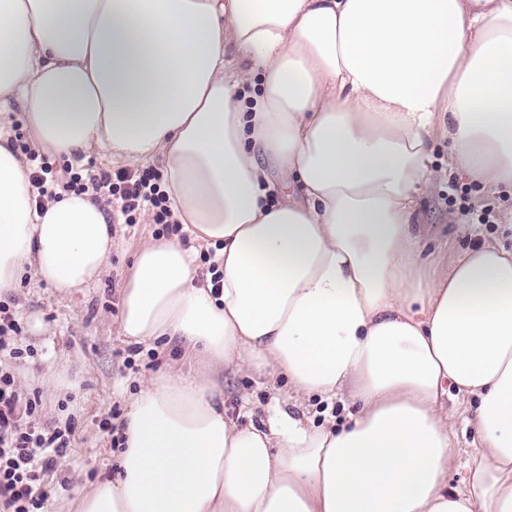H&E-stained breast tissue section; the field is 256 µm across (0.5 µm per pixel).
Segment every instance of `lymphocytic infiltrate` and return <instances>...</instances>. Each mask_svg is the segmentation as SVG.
I'll list each match as a JSON object with an SVG mask.
<instances>
[{"mask_svg": "<svg viewBox=\"0 0 512 512\" xmlns=\"http://www.w3.org/2000/svg\"><path fill=\"white\" fill-rule=\"evenodd\" d=\"M29 178L39 197L57 191L109 197L124 223L147 214L156 224H172L175 216L161 187L158 169H120L79 173L72 167L57 171L43 155L30 153ZM40 401L23 392L14 373L0 368V512H44L48 500L41 484L57 469L70 448L74 425L51 427L37 422Z\"/></svg>", "mask_w": 512, "mask_h": 512, "instance_id": "1", "label": "lymphocytic infiltrate"}]
</instances>
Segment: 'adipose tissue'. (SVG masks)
<instances>
[{
	"label": "adipose tissue",
	"mask_w": 512,
	"mask_h": 512,
	"mask_svg": "<svg viewBox=\"0 0 512 512\" xmlns=\"http://www.w3.org/2000/svg\"><path fill=\"white\" fill-rule=\"evenodd\" d=\"M18 111L56 157L160 160L189 236L136 252L120 330L193 371L144 382L117 478L74 512H512V249L434 273L417 222L436 134L450 170L512 190V0H0V296L27 269L70 293L107 270L112 221L88 194L36 206ZM241 370L358 410L237 426ZM456 436L452 438L451 452L456 458V467L451 473L450 485L453 488H461L467 486L468 470L466 461L473 452V441L476 434L471 426H467L462 419H459L456 425Z\"/></svg>",
	"instance_id": "1"
}]
</instances>
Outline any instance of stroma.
Here are the masks:
<instances>
[{
	"mask_svg": "<svg viewBox=\"0 0 512 512\" xmlns=\"http://www.w3.org/2000/svg\"><path fill=\"white\" fill-rule=\"evenodd\" d=\"M433 166L437 176L420 202L417 221L428 229L434 264L447 268L460 251L482 240L512 243L511 194L486 192L448 173L447 140H437ZM460 196L493 208L497 220L484 225L482 237L470 234L458 208L452 206V199ZM166 235L165 227L152 223L147 215L136 224L113 225L110 266L97 284L66 295L35 282L28 273L12 295L10 306L23 326L18 342L35 352L34 357L13 364L12 370L26 393L40 396L43 422L75 425L67 457L44 480L47 512H71L81 489L116 475L117 450L100 420L112 409L126 414L140 380L179 355L176 346L161 341L128 344L119 327L121 290L134 252ZM36 321L43 326L39 336L32 332ZM287 387L283 377L271 387L246 371L225 374L226 412L241 426L260 423L277 390ZM286 408L317 427L345 423L353 411L350 404L327 402L317 395L288 400Z\"/></svg>",
	"mask_w": 512,
	"mask_h": 512,
	"instance_id": "stroma-1",
	"label": "stroma"
}]
</instances>
